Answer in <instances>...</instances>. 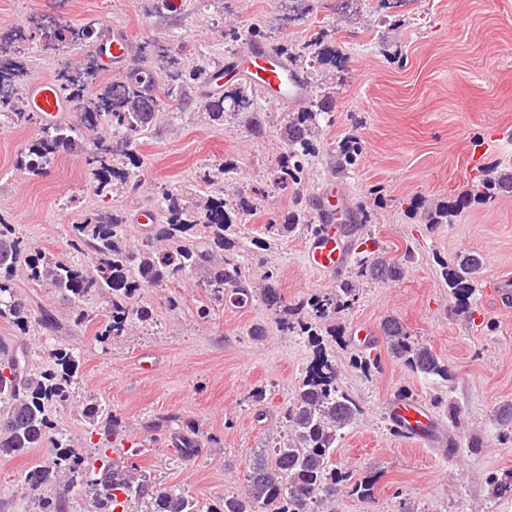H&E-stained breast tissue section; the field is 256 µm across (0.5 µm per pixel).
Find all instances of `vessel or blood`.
Here are the masks:
<instances>
[{"label": "vessel or blood", "instance_id": "b4317fda", "mask_svg": "<svg viewBox=\"0 0 512 512\" xmlns=\"http://www.w3.org/2000/svg\"><path fill=\"white\" fill-rule=\"evenodd\" d=\"M104 70L125 71L132 53V41L122 30L99 37L92 46ZM268 50L258 41L243 40L236 51L224 57L209 71L200 83L202 93L213 97L222 93L225 76L256 86L262 95L284 106L304 104L308 96L307 79L301 71L280 62L267 65ZM29 112L39 115L44 125H53L66 120L74 110L72 102L63 91L49 81H34L25 89ZM347 201L346 190L336 182H327L326 187L313 198V207L324 232L309 237L304 245L307 265L329 279L339 278L351 250V241L337 242L331 225L336 221V206ZM391 414L401 432L412 437L428 440L436 436V424L420 405L398 400L391 407Z\"/></svg>", "mask_w": 512, "mask_h": 512}]
</instances>
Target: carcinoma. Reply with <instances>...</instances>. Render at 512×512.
Segmentation results:
<instances>
[{
  "label": "carcinoma",
  "instance_id": "cac0c4a2",
  "mask_svg": "<svg viewBox=\"0 0 512 512\" xmlns=\"http://www.w3.org/2000/svg\"><path fill=\"white\" fill-rule=\"evenodd\" d=\"M96 34L92 25L79 29L60 25L53 36L60 45L70 47L91 43ZM206 69L205 65L182 66L167 74L166 96L183 110L202 111L220 124L224 123L225 109L230 106L236 113H245V123L251 131L258 132L259 104L252 87L232 88L214 100L194 93ZM141 72L142 68L136 67L102 87L80 82L68 70L58 73L59 86L81 108L80 121L76 125L60 123L44 128L21 151L19 169L39 176L61 149L82 143L85 135L92 133L88 162L93 165L96 191L111 190L116 180L128 191H137L136 173L124 171L116 178L115 166L133 159V145L156 126L159 113L164 111L161 99L141 94ZM21 76L20 62L0 59V82L14 84L12 93L0 95V116L12 121L26 115ZM321 111V107L316 111L307 107L288 115L282 132L285 152L277 165V180L285 188L304 179L314 152L319 129L317 116ZM104 121L112 127L108 137L96 135ZM359 156L355 142L336 146L334 175L354 171ZM506 192H512V171L485 174L472 185V193L448 199V204L433 214V220L448 219L466 208L473 197L489 200ZM222 201L224 197L219 195L201 205L179 191L162 193L155 202L154 235L136 250L123 241L127 217L118 212L88 211L80 223L72 225L69 246L77 253L75 258L28 254V246L14 225L0 218V318L23 325L32 318L31 310L13 287L22 262L28 278L67 299L77 309L80 321L88 319L82 309L84 300L95 294L108 296V315L100 332L103 339L124 334L138 316L130 303L137 290L161 287L188 270L206 269L207 287L214 299H223L225 290L243 280V274L238 254L226 240V235L233 232V224L218 209ZM199 226L207 238L203 243L193 240L192 231ZM305 226H311L309 211L304 198L297 195L281 219L268 225V232L275 239ZM411 260L409 253L395 260L375 251L359 254L355 265L361 276L398 281ZM482 266L483 258L472 253L460 254L443 265L444 283L458 306H468ZM277 277L278 272L269 269L261 284L266 304L274 309L281 304ZM357 296L355 283L344 280L322 296L299 302L295 312L305 310L309 317L298 324L299 332L316 340L324 322L351 306ZM380 329L387 355L393 361L425 378L448 380V364L430 347L415 341L399 319L386 317ZM50 356L56 369L36 373L30 368L27 351L0 342V455H23L47 443L54 448L52 456L27 472L25 488L33 493L40 491L64 472L71 483L87 488L97 512H115L118 506L148 497L152 512H203V505L185 491H158L151 474L144 470L132 472L126 460L140 453V444L133 441L127 451L115 452L128 437L120 432L110 408L94 398L83 410L89 424L86 436L93 452L86 457L72 454L64 435L54 432L47 411L49 406L69 400L80 361L73 351L61 348L53 350ZM311 370L282 412L283 431L271 437L268 447L254 456L241 492L225 496L219 508L208 512H325L334 508L338 495L349 487L363 497L373 494L376 479L354 481L348 472L336 469L333 460L341 431L357 423L362 408L354 397L339 389L336 362L321 347L316 349ZM498 421L501 440L511 439L512 403L500 409ZM166 427L180 442L181 451L189 453L198 447V430L194 426L175 417L166 420ZM489 487L494 497L511 494L512 473L490 477Z\"/></svg>",
  "mask_w": 512,
  "mask_h": 512
}]
</instances>
